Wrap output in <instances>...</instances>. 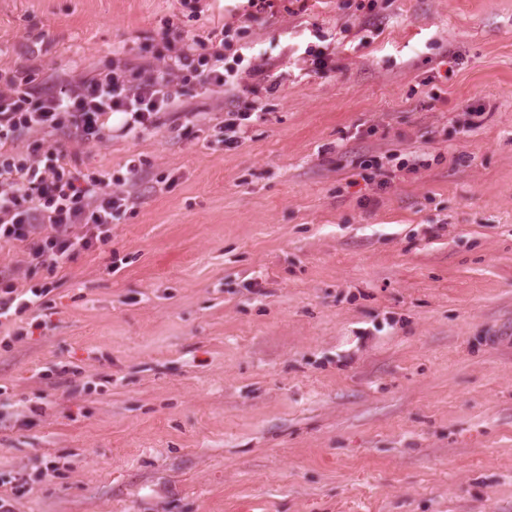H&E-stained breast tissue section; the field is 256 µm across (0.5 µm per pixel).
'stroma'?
Instances as JSON below:
<instances>
[{
  "mask_svg": "<svg viewBox=\"0 0 512 512\" xmlns=\"http://www.w3.org/2000/svg\"><path fill=\"white\" fill-rule=\"evenodd\" d=\"M358 3L0 0V87L154 58L170 24L234 28L278 82L69 145L136 199L109 244L52 271L0 243L50 288L0 321L16 512H512V0ZM254 114H258V112H227L229 118H225L224 125L219 127L222 133L226 127L231 130L233 134L228 136V138H224V143H226L227 146L238 145L242 142L241 139H244L242 135L245 133L242 129V127L245 126L244 121H250Z\"/></svg>",
  "mask_w": 512,
  "mask_h": 512,
  "instance_id": "obj_1",
  "label": "stroma"
}]
</instances>
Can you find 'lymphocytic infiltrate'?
<instances>
[{
	"instance_id": "f902f5d3",
	"label": "lymphocytic infiltrate",
	"mask_w": 512,
	"mask_h": 512,
	"mask_svg": "<svg viewBox=\"0 0 512 512\" xmlns=\"http://www.w3.org/2000/svg\"><path fill=\"white\" fill-rule=\"evenodd\" d=\"M169 63L116 60L104 72L41 75L16 69L0 88V242H25L28 261L55 270L93 244L112 240V223L131 196L105 171L81 172L67 144L89 146L113 134L139 138L183 115L181 87L237 94L263 80V63L231 53L229 40L176 28L164 32ZM34 135L27 154L15 143Z\"/></svg>"
}]
</instances>
